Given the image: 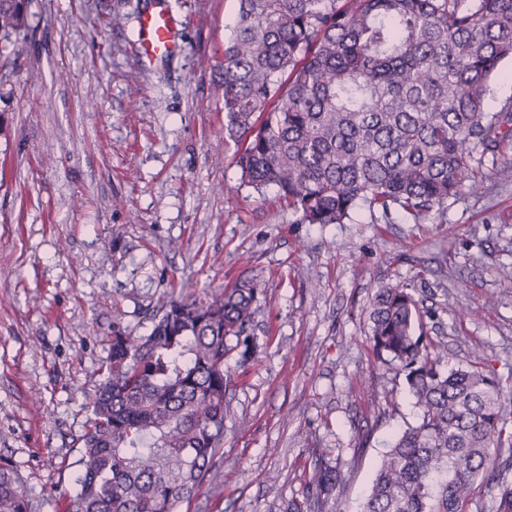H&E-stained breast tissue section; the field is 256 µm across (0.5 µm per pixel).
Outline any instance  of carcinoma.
Segmentation results:
<instances>
[{
  "label": "carcinoma",
  "mask_w": 512,
  "mask_h": 512,
  "mask_svg": "<svg viewBox=\"0 0 512 512\" xmlns=\"http://www.w3.org/2000/svg\"><path fill=\"white\" fill-rule=\"evenodd\" d=\"M31 0H0V56L26 51ZM512 59V0H239L224 41V140L242 183L276 189L298 224H343L362 205L420 223L477 187L512 141V102L489 112ZM259 284L160 303L146 333L117 330L85 395L68 512H179L217 467L227 362L245 365ZM376 357L404 373L418 420L394 437L361 512H468L477 481L512 512V431L495 372L455 365L423 333L421 300L383 286L369 312ZM341 458L312 451L284 512H337ZM0 458V512H33ZM512 78V60H504L499 68L498 75L492 80L491 91L486 100V107L490 112L498 111L503 104L512 100V82L505 80Z\"/></svg>",
  "instance_id": "cac0c4a2"
}]
</instances>
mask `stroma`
<instances>
[{"mask_svg":"<svg viewBox=\"0 0 512 512\" xmlns=\"http://www.w3.org/2000/svg\"><path fill=\"white\" fill-rule=\"evenodd\" d=\"M163 5L185 50L158 64L137 44L154 0H33L26 54L0 57V456L36 512H67L84 394L113 331H148L160 301L257 282V352L228 369L222 451L236 470L205 480L187 510L282 512L312 449L339 448L337 505L357 512L417 418L368 341L378 288L409 289L451 362L481 350L512 391V144L422 223L365 207L344 224L296 223L275 189L242 184L222 141L238 0Z\"/></svg>","mask_w":512,"mask_h":512,"instance_id":"35a3bbf8","label":"stroma"}]
</instances>
